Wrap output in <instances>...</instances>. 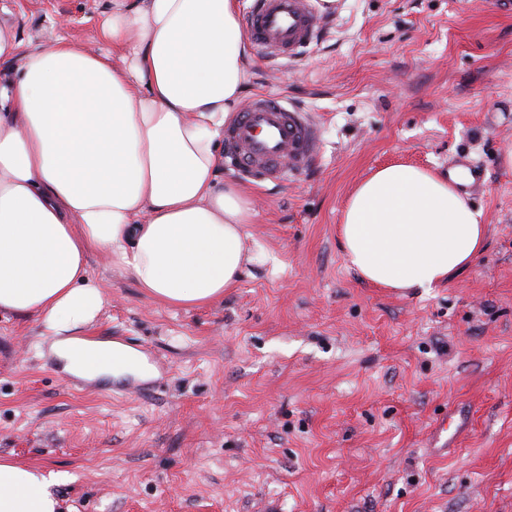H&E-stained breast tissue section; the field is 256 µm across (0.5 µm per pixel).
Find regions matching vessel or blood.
<instances>
[{
  "mask_svg": "<svg viewBox=\"0 0 512 512\" xmlns=\"http://www.w3.org/2000/svg\"><path fill=\"white\" fill-rule=\"evenodd\" d=\"M323 13L320 0H253L246 31L263 58L292 60L315 39ZM231 166L274 183L304 172L317 151V127L309 113L261 94L224 129Z\"/></svg>",
  "mask_w": 512,
  "mask_h": 512,
  "instance_id": "obj_1",
  "label": "vessel or blood"
}]
</instances>
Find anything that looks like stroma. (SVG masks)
I'll use <instances>...</instances> for the list:
<instances>
[{
	"mask_svg": "<svg viewBox=\"0 0 512 512\" xmlns=\"http://www.w3.org/2000/svg\"><path fill=\"white\" fill-rule=\"evenodd\" d=\"M112 0H19L20 39L91 42ZM321 128L312 166L245 182L237 288L192 309L102 253L84 329L148 377L68 375L34 317L0 313V456L60 475L74 512H512V13L488 0H336L294 61L252 56L244 97ZM481 169L483 252L428 292L362 281L337 228L353 188L408 163Z\"/></svg>",
	"mask_w": 512,
	"mask_h": 512,
	"instance_id": "1",
	"label": "stroma"
}]
</instances>
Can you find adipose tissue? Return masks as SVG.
I'll return each instance as SVG.
<instances>
[{"label": "adipose tissue", "instance_id": "obj_1", "mask_svg": "<svg viewBox=\"0 0 512 512\" xmlns=\"http://www.w3.org/2000/svg\"><path fill=\"white\" fill-rule=\"evenodd\" d=\"M0 0V312L37 317L66 372L146 375L107 342L85 364L80 330L106 305L87 258L103 252L149 298L184 309L236 288L251 200L221 180L217 142L241 106L249 43L237 0H112L100 48L24 44ZM480 210L444 176L388 165L361 182L338 227L344 259L379 288L429 291L482 250ZM51 474L0 457V512H62Z\"/></svg>", "mask_w": 512, "mask_h": 512}]
</instances>
